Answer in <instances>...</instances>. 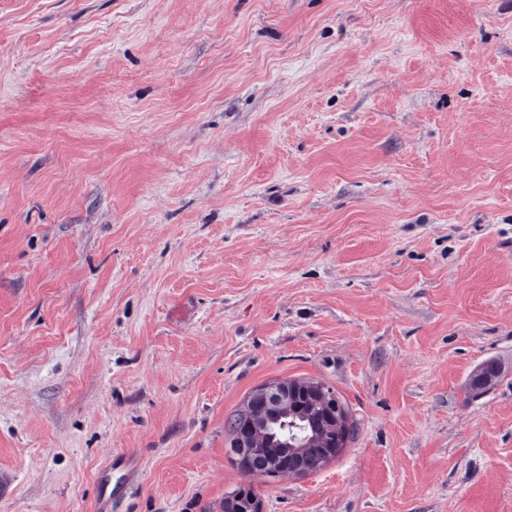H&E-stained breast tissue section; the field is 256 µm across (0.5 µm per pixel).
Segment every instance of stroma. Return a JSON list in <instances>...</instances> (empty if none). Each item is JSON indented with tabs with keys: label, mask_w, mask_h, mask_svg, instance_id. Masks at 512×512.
<instances>
[{
	"label": "stroma",
	"mask_w": 512,
	"mask_h": 512,
	"mask_svg": "<svg viewBox=\"0 0 512 512\" xmlns=\"http://www.w3.org/2000/svg\"><path fill=\"white\" fill-rule=\"evenodd\" d=\"M332 386L253 476L225 418ZM512 512V0H0V512ZM295 386H288L287 383L277 381L262 385L258 390V396L265 402L266 406L277 415L285 412L290 403V393ZM319 384L323 387L324 395L327 397L324 401L316 402V399L312 400L309 391L300 389L292 397L290 410L293 416L290 417V413L288 414L287 423L274 424L269 429H263L261 435L253 437V441L264 448L250 441L251 426L248 425L244 431L238 434L233 448L236 449L239 464L243 470L247 472L245 462L241 459H245L247 462L256 458L260 459L258 467L251 472L252 475H261L266 471L286 465L287 462L281 459H272L265 454V448H269L275 454L281 452L280 437L275 433H280L284 427L287 428L288 434L294 433L302 438L312 432L313 443L310 448L316 452L323 448H329L324 450L322 459L316 460L312 464L313 468H318L332 459V448H336L333 456L335 458L354 439L357 426L344 402L333 387ZM336 409H339L340 414L344 417V424L339 428L336 427ZM115 457L119 458L124 465L125 482L123 485H116L110 490L106 485L103 494L95 505V512H112L113 509H117L118 498L125 493L126 487L133 482L137 475L138 466L134 458L126 454L116 455Z\"/></svg>",
	"instance_id": "obj_1"
}]
</instances>
